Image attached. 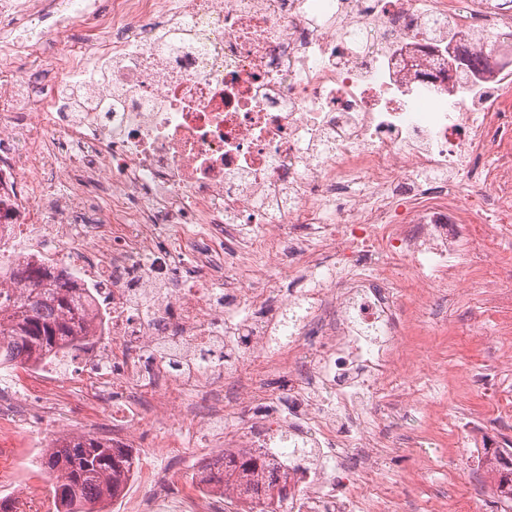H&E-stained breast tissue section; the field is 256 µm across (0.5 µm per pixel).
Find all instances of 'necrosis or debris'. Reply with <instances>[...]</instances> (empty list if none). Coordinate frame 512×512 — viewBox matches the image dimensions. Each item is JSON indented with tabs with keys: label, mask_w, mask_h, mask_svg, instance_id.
I'll use <instances>...</instances> for the list:
<instances>
[{
	"label": "necrosis or debris",
	"mask_w": 512,
	"mask_h": 512,
	"mask_svg": "<svg viewBox=\"0 0 512 512\" xmlns=\"http://www.w3.org/2000/svg\"><path fill=\"white\" fill-rule=\"evenodd\" d=\"M505 33L512 0H0V290L45 268L90 320L0 392V416L36 421L73 377L103 439L172 421L214 466L235 448L278 469L269 512H357L346 487L374 484L378 443L338 433L309 381L347 413L350 387L382 393L410 351L399 260L424 308L473 288L459 258L512 223V64L464 88L444 66L449 39L489 58ZM326 267L268 354L272 277ZM227 338L286 391L225 398ZM145 478L133 512L248 508L233 481Z\"/></svg>",
	"instance_id": "obj_1"
}]
</instances>
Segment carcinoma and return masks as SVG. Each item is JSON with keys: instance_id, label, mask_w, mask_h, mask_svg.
<instances>
[{"instance_id": "cac0c4a2", "label": "carcinoma", "mask_w": 512, "mask_h": 512, "mask_svg": "<svg viewBox=\"0 0 512 512\" xmlns=\"http://www.w3.org/2000/svg\"><path fill=\"white\" fill-rule=\"evenodd\" d=\"M484 60H467L466 69L454 79L465 86L485 70ZM27 281L20 292L0 291V368L21 361L35 363L55 354L89 324L74 297V284L52 277L42 268L21 272ZM498 488L512 496V452L500 458ZM42 465L54 477L52 502L56 512H103V505L117 497L134 466L122 448L92 434L56 440L45 450ZM265 461L247 455L224 459V471L205 477L224 484V474L239 475L240 495L248 499H273L283 494L277 477L266 473Z\"/></svg>"}]
</instances>
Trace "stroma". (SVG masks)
Returning <instances> with one entry per match:
<instances>
[{"label": "stroma", "mask_w": 512, "mask_h": 512, "mask_svg": "<svg viewBox=\"0 0 512 512\" xmlns=\"http://www.w3.org/2000/svg\"><path fill=\"white\" fill-rule=\"evenodd\" d=\"M417 325L411 338L414 357L396 388H410L415 401L394 409L386 396L364 398L357 421L345 430L376 433L380 448L378 479L398 490L407 512H502L494 480L484 470L496 449H512V305H499L490 289L436 298L428 313L410 308ZM75 409L60 410L39 430V447L18 436H0V500L18 512H54L47 472L41 466L43 445L59 434H81ZM396 447H387V440ZM172 445L168 464L183 481L204 470L207 449L195 447L188 429L156 421L146 425L131 454L137 469L155 463L150 446Z\"/></svg>", "instance_id": "35a3bbf8"}]
</instances>
